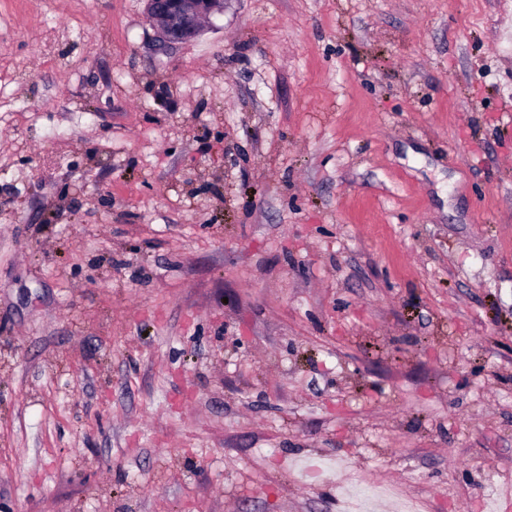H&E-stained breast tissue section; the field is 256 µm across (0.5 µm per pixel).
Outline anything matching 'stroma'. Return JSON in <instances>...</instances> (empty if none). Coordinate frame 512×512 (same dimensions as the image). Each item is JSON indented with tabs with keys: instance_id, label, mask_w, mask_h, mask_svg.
Segmentation results:
<instances>
[{
	"instance_id": "1",
	"label": "stroma",
	"mask_w": 512,
	"mask_h": 512,
	"mask_svg": "<svg viewBox=\"0 0 512 512\" xmlns=\"http://www.w3.org/2000/svg\"><path fill=\"white\" fill-rule=\"evenodd\" d=\"M512 0H0V512H507ZM149 20L159 23L157 37L165 46L185 45L207 30L202 18L224 13V0H145Z\"/></svg>"
}]
</instances>
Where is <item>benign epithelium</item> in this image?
Listing matches in <instances>:
<instances>
[{
    "label": "benign epithelium",
    "instance_id": "obj_1",
    "mask_svg": "<svg viewBox=\"0 0 512 512\" xmlns=\"http://www.w3.org/2000/svg\"><path fill=\"white\" fill-rule=\"evenodd\" d=\"M146 14L159 23L157 37L165 46L185 45L206 31L201 19L224 13V0H145Z\"/></svg>",
    "mask_w": 512,
    "mask_h": 512
}]
</instances>
